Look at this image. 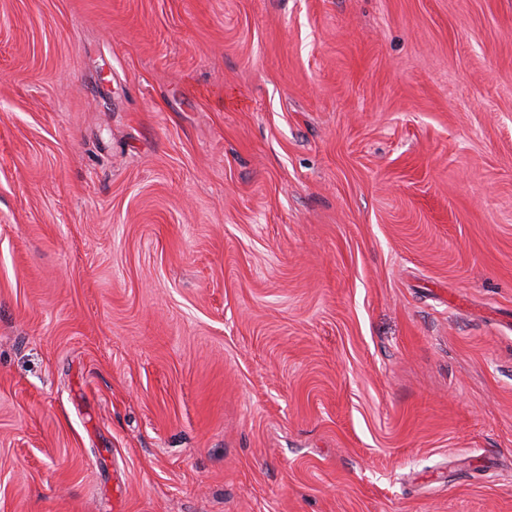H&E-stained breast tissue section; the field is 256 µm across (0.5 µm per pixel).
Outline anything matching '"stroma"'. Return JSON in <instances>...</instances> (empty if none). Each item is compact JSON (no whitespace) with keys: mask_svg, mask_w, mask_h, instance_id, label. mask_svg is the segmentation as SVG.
Segmentation results:
<instances>
[{"mask_svg":"<svg viewBox=\"0 0 512 512\" xmlns=\"http://www.w3.org/2000/svg\"><path fill=\"white\" fill-rule=\"evenodd\" d=\"M0 512H512V0H0Z\"/></svg>","mask_w":512,"mask_h":512,"instance_id":"stroma-1","label":"stroma"}]
</instances>
